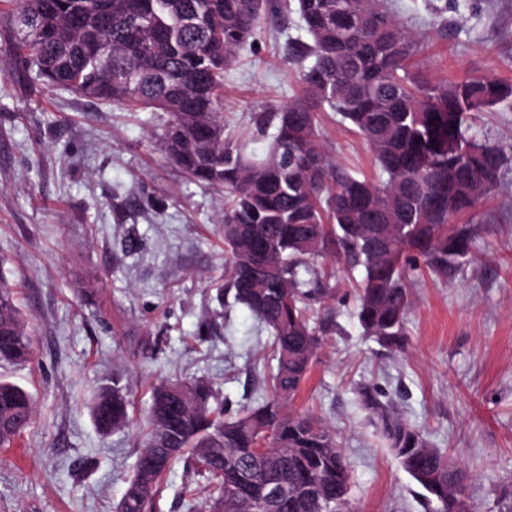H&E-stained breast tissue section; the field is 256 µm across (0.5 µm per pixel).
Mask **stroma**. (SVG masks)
<instances>
[{
  "label": "stroma",
  "mask_w": 512,
  "mask_h": 512,
  "mask_svg": "<svg viewBox=\"0 0 512 512\" xmlns=\"http://www.w3.org/2000/svg\"><path fill=\"white\" fill-rule=\"evenodd\" d=\"M423 37L413 69L512 83V0H388ZM296 13L266 20L224 74V129L248 156L267 153L256 113L292 102L300 68L287 44ZM163 113L91 101L17 81L0 56V267L33 348L0 378L30 392L33 419L0 448V512H114L140 448L154 387L207 380L229 413L267 394L268 331L243 306L224 309L222 192L188 177L163 150ZM336 164L383 180L365 141L321 114ZM480 139L512 149V110L477 113ZM474 228L465 271L409 284L408 347L365 336L352 272L325 304L324 336L292 403L336 433L355 512H433L387 448L362 393L376 392L473 477L475 512H512V163L487 202L460 216ZM121 377L130 426L101 435L95 391ZM203 476L175 466L154 512H201Z\"/></svg>",
  "instance_id": "stroma-1"
}]
</instances>
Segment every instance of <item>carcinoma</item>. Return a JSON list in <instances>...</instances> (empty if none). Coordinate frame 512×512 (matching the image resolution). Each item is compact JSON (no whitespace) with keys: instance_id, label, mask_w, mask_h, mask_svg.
<instances>
[{"instance_id":"obj_1","label":"carcinoma","mask_w":512,"mask_h":512,"mask_svg":"<svg viewBox=\"0 0 512 512\" xmlns=\"http://www.w3.org/2000/svg\"><path fill=\"white\" fill-rule=\"evenodd\" d=\"M0 0L17 39L4 53L31 83L62 87L168 119L164 149L194 180L224 189L226 308L244 306L270 333L276 367L271 396L234 416L211 404L204 380L161 384L147 408V431L115 512H153L163 477L182 461L206 475L204 512H353L351 474L336 435L290 408L309 375L329 314L310 302L327 294L315 263L331 257L359 270L356 318L364 334L392 351L406 345L407 281L422 258L446 279L466 267L473 235L454 219L488 198L508 163L498 146L471 134L476 113L512 109V85L485 74L432 80L411 70L422 42L381 0H295L307 39L288 45L301 67L294 101L260 116L274 132L264 158L249 159L224 132V71L236 49L277 9L275 0ZM350 121L386 174L359 179L325 152L318 112ZM275 266L257 283L256 251ZM32 346L11 291L0 277V363L30 361ZM182 394L185 406L176 404ZM401 468L437 504L456 512L471 499L469 474L433 448L391 406L364 392ZM120 380L102 386L90 414L107 435L129 423ZM35 401L0 381V447L31 423ZM272 448L253 457L261 441ZM284 485L266 508L264 486L246 493V473Z\"/></svg>"}]
</instances>
